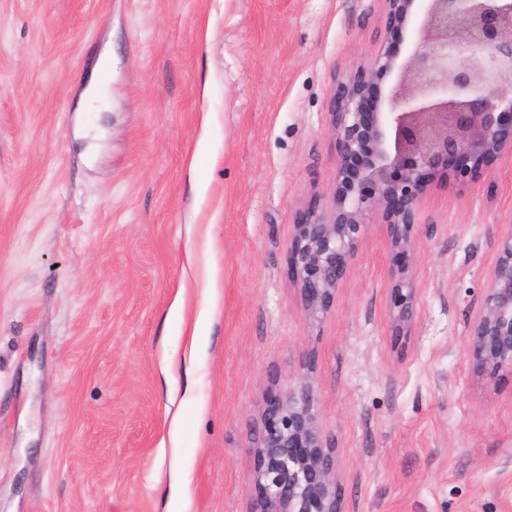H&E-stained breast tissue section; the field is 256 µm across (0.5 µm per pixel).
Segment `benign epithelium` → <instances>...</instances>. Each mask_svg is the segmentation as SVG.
Masks as SVG:
<instances>
[{
	"label": "benign epithelium",
	"instance_id": "obj_1",
	"mask_svg": "<svg viewBox=\"0 0 512 512\" xmlns=\"http://www.w3.org/2000/svg\"><path fill=\"white\" fill-rule=\"evenodd\" d=\"M385 29L400 35L416 18L409 51L387 41L338 82L329 127L338 143L336 190L294 225L290 265L305 317L321 320L356 255L368 218L391 227L392 246L408 253L427 178L459 165L475 171L494 154L512 153V0H385ZM394 75L378 97L372 87ZM396 330L409 328L416 287L405 269ZM471 364L492 374L512 369V225L470 332ZM266 410L252 452L261 495L248 512H343L334 439L320 422L310 361Z\"/></svg>",
	"mask_w": 512,
	"mask_h": 512
}]
</instances>
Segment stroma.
I'll return each instance as SVG.
<instances>
[{
    "mask_svg": "<svg viewBox=\"0 0 512 512\" xmlns=\"http://www.w3.org/2000/svg\"><path fill=\"white\" fill-rule=\"evenodd\" d=\"M385 13L0 0V512H165L176 464L186 512H246L255 426L306 354L347 512H512V371L478 375L469 352L512 224V154L466 182L434 176L410 253L371 216L320 322L289 267L300 212L336 187L331 91L377 53ZM403 267L417 304L399 334ZM204 299L209 343L188 371ZM168 354L191 386L174 447Z\"/></svg>",
    "mask_w": 512,
    "mask_h": 512,
    "instance_id": "obj_1",
    "label": "stroma"
}]
</instances>
